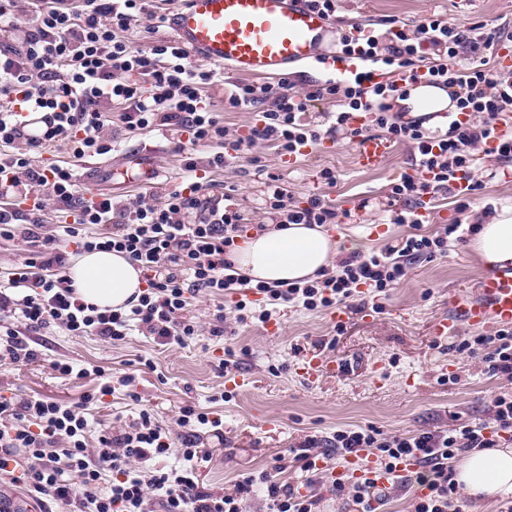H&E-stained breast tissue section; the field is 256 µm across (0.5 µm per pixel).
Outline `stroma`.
<instances>
[{"mask_svg": "<svg viewBox=\"0 0 512 512\" xmlns=\"http://www.w3.org/2000/svg\"><path fill=\"white\" fill-rule=\"evenodd\" d=\"M439 14L456 24L487 23L504 31L503 48L512 53V0H339L340 22H411ZM161 140L165 150L155 164L167 172L163 188L147 196L161 200L164 193L185 185L188 173L183 157L175 153L178 139L170 128L135 130L120 134L109 160L120 167L126 153L147 139ZM354 146L340 142L328 151H315L293 167L280 164L274 151L254 147L266 165L209 168L214 147H196L193 155L199 170L217 187L236 188L248 223L263 224L267 216L260 205L265 173L282 176L294 201H305L316 186V173L325 166L335 168L336 185L324 187L329 200L352 210L362 199L375 203L364 211V223L340 227L336 244L340 254L351 250L369 252L409 233L405 224L381 223L379 203L385 202L390 182L411 164V149L396 146L385 165L376 171L360 169L353 160ZM512 206V182L487 181L482 196L469 209L457 212L452 199L439 198L431 206L436 214L426 231L461 220L469 224L480 218L486 197ZM484 264L469 243L450 248L447 255L413 265L407 277L389 291L384 310L373 321L363 312L349 310L343 326H335L329 311L289 309L281 316L276 334L260 325L237 328L235 334L211 336L210 315L217 302L199 293L191 311L199 321V334L183 345L163 346L134 330L124 340L106 342L96 336H71L58 329L33 335L42 345L44 358L32 363L0 361V394L38 396L75 404L94 393L109 378L131 376L134 390L115 386L110 395L87 403L89 442H96L101 428L131 421L140 405L153 409L165 427H173L183 405L192 404L224 423V436L205 437L211 463L199 475L209 488L231 491L237 480L282 461L283 480L297 482L299 470L289 450L306 435L331 433L339 427L368 426L384 434H406L419 429L448 428L458 421L483 415L495 394L507 388L505 380L484 373L479 359L452 350L451 339L433 336L432 323L449 313L453 297L473 285ZM326 342L325 354L341 370L312 379L300 376L297 365L316 343ZM232 349L238 373L251 383L233 392L229 401L217 400L224 391L225 372L220 367L225 349ZM64 360L72 365L96 367V374L83 379H65L51 363ZM383 366L381 381L367 373L370 363ZM455 382H448V375Z\"/></svg>", "mask_w": 512, "mask_h": 512, "instance_id": "stroma-1", "label": "stroma"}]
</instances>
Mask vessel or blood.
<instances>
[{"mask_svg":"<svg viewBox=\"0 0 512 512\" xmlns=\"http://www.w3.org/2000/svg\"><path fill=\"white\" fill-rule=\"evenodd\" d=\"M169 26L174 41L196 59L224 65L240 77L285 78L293 68L336 54L335 22L306 0H181ZM161 150V144L151 143L129 156L127 164L142 182L158 178L149 158ZM391 151L389 141L371 136L357 142L354 159L373 170ZM490 325L512 326V264L482 273L471 290L457 294L432 332L446 338ZM335 370V361L319 353L307 354L300 366L306 378Z\"/></svg>","mask_w":512,"mask_h":512,"instance_id":"b4317fda","label":"vessel or blood"}]
</instances>
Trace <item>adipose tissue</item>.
Here are the masks:
<instances>
[{"label":"adipose tissue","mask_w":512,"mask_h":512,"mask_svg":"<svg viewBox=\"0 0 512 512\" xmlns=\"http://www.w3.org/2000/svg\"><path fill=\"white\" fill-rule=\"evenodd\" d=\"M475 255L493 266L512 261V208L480 224L471 242ZM338 250L317 226L290 224L253 235L236 247L232 261L252 282L277 284L314 276L329 267ZM78 297L98 308L126 306L143 288L139 270L122 254L96 250L79 257L69 270ZM456 481L480 498L512 495V448L467 454L456 466Z\"/></svg>","instance_id":"ef3b65f1"}]
</instances>
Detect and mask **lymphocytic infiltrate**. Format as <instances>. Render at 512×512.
I'll return each mask as SVG.
<instances>
[{
	"label": "lymphocytic infiltrate",
	"mask_w": 512,
	"mask_h": 512,
	"mask_svg": "<svg viewBox=\"0 0 512 512\" xmlns=\"http://www.w3.org/2000/svg\"><path fill=\"white\" fill-rule=\"evenodd\" d=\"M147 0H0V175L10 185L0 190V237H23L35 258L17 267L0 290V358L31 362L39 352L31 334L58 327L73 336L123 340L131 326L142 327L161 345L184 344L198 333L188 316L190 298L200 291L235 300L236 320L265 324L281 310L308 311L352 307L371 298L382 311V297L405 279L410 265L446 255L449 247L475 234V225L453 221L431 234L418 231V213L428 195L453 194L457 211H466L485 186L479 174L487 159L512 162V131L503 128L512 113V73L492 66L488 54L501 41L499 27L464 26L439 15L381 30L354 23L339 35L337 51L365 69L344 80L299 89L281 79L275 84L233 83L224 110L258 109L247 135L229 140L215 112L211 89L220 83L215 65L202 63L169 40L134 46L130 33H154ZM377 66L386 81L371 82L366 69ZM447 88L458 113L446 130L432 132L422 122L393 115L389 101L407 96L418 77ZM334 110L313 119L316 102ZM43 112V139L29 138L19 124L23 109ZM119 111L127 129L170 127L193 146H218L211 164L238 163L242 148L267 146L278 156H300L302 148L324 140L358 141L380 135L412 147V162L427 179L402 172L389 185L385 212L391 224H409L414 233L368 254L340 258L335 272H320L305 283L251 284L236 271L230 255L249 227L234 189L217 191L195 181L168 192L159 202L142 196L115 202L111 196L79 192L78 162L112 150L107 109ZM365 113L366 123L353 118ZM495 149H488L489 141ZM26 143L18 151L16 143ZM67 151L71 162L32 163L31 153ZM469 174L467 192L453 193L458 174ZM270 223L323 227L343 215L323 195L304 203L290 197L281 175L267 174L261 191ZM68 206L71 222L58 235L40 236V217L48 201ZM269 223V224H270ZM108 224L109 235L91 225ZM112 250L140 270L146 286L126 309L99 310L77 297L69 279L59 276L70 253ZM457 353L479 358L489 375L512 381V328L490 336L468 335ZM487 419L467 420L448 429L384 435L375 427L339 429L306 436L293 447L299 483L281 481V466L239 480L233 492L216 493L200 482L197 470L211 460L202 446L207 429L219 419L192 405L180 408L177 432H170L150 410L131 422L103 430L96 445L87 440L88 420L78 406L39 397L0 395V480L23 485L35 502L53 499L67 512H245L263 491L269 512H313L324 484V462L364 456L371 466L362 476L340 475L328 484L347 497L355 512H376L390 489L417 484L414 512H464L454 479L455 462L472 451L512 441V392L494 396ZM178 454L182 468H156L157 459ZM420 468L399 472L405 458ZM388 489H380L378 479Z\"/></svg>",
	"instance_id": "obj_1"
}]
</instances>
